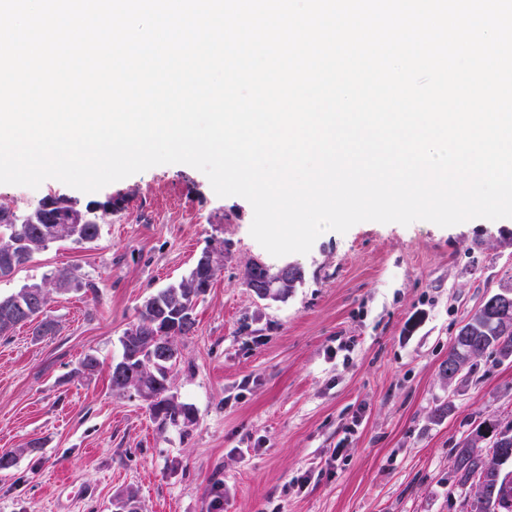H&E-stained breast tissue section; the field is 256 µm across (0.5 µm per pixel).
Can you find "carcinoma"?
<instances>
[{"label": "carcinoma", "instance_id": "cac0c4a2", "mask_svg": "<svg viewBox=\"0 0 512 512\" xmlns=\"http://www.w3.org/2000/svg\"><path fill=\"white\" fill-rule=\"evenodd\" d=\"M73 209L74 204L65 198L44 200L28 212L29 220L24 223L17 219L9 207L0 204V248L15 247L12 254L0 251V280L10 276L22 264V254L26 251L33 254L64 238L77 244L97 240V224L68 226L59 223L62 215ZM214 279L208 266L199 258L187 277L152 294L145 301L137 323L128 328L120 339L122 355L115 366L137 373L138 368L147 363L154 353L149 335L164 327L174 329L182 336L188 335L194 327V322L187 320V315L194 309V302L188 298V290L195 282L209 287ZM30 289L32 286L26 285L9 296H0L1 337L8 335L20 324L33 322L36 323L34 333L37 336L55 332L56 322L45 308L29 306ZM487 352L496 354L500 361L512 359V332L505 334L488 324L484 310L479 307L454 336L448 350V359L462 356L469 363ZM175 366L174 361H157L146 367V388L153 393L149 411L162 425L176 423L181 419L189 421L192 417L190 407L175 403L165 387ZM476 438L489 440L488 450L511 461L512 422L503 426L496 420L485 419L460 437L452 448L457 488L467 491L472 488L474 477H482L489 501L497 504L496 512H512V489L504 491L499 463L493 461L489 470L482 469V461L474 451L473 440Z\"/></svg>", "mask_w": 512, "mask_h": 512}]
</instances>
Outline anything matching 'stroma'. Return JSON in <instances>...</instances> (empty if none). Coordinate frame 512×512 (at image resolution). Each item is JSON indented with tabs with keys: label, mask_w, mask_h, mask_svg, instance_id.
<instances>
[{
	"label": "stroma",
	"mask_w": 512,
	"mask_h": 512,
	"mask_svg": "<svg viewBox=\"0 0 512 512\" xmlns=\"http://www.w3.org/2000/svg\"><path fill=\"white\" fill-rule=\"evenodd\" d=\"M50 195L123 204L93 243H54L0 281L7 295L75 276L49 294L55 335L22 324L0 337V453H18L0 473V512H112L131 491L142 512H461L451 448L483 420H512V360L484 354L455 385L440 368L463 321L512 277V219L366 221L276 258L250 234V203L217 196L186 164L93 193L0 185L19 212ZM209 249L224 267L169 380L192 419L161 426L135 392H113L110 369L144 301ZM254 258L304 281L258 299L244 281ZM89 353L100 367L85 376Z\"/></svg>",
	"instance_id": "1"
}]
</instances>
